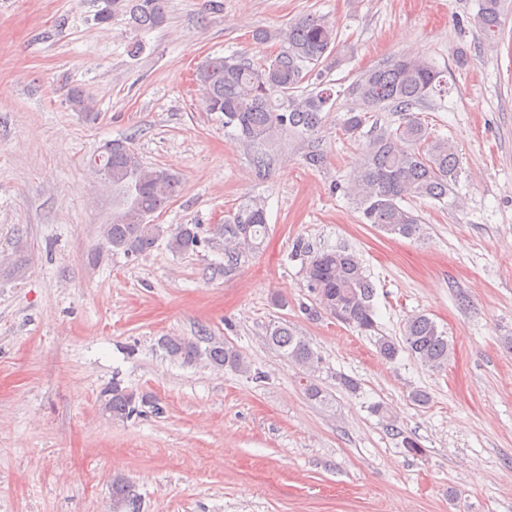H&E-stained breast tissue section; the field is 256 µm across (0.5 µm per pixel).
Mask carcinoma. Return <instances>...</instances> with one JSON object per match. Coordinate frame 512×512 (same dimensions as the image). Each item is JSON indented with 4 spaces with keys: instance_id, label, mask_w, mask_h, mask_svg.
<instances>
[{
    "instance_id": "cac0c4a2",
    "label": "carcinoma",
    "mask_w": 512,
    "mask_h": 512,
    "mask_svg": "<svg viewBox=\"0 0 512 512\" xmlns=\"http://www.w3.org/2000/svg\"><path fill=\"white\" fill-rule=\"evenodd\" d=\"M129 15L136 30L148 32L166 21L165 0H104L95 15L107 24L112 14ZM505 0H481L474 23L481 32L495 37L504 28ZM338 32L334 23L320 15H301L279 34L282 49L256 63L242 55L205 57L195 71L206 111L218 113L224 128H232L242 142L264 145L282 133L312 134L323 122V112L333 91L326 80L336 66ZM313 73L319 91L299 92ZM448 90L442 71L433 63L402 55L362 72L346 89L352 106L340 123L341 132L362 143L364 162L348 180V193L361 219L377 230L412 239L420 234L421 220L402 202L411 198L448 201L460 172L457 150L445 139L430 135L413 109ZM398 112L395 129L373 126L374 112ZM107 151L91 158L89 166L112 184V222L104 225L103 237L109 250L118 254H140L164 239L170 251L188 254L201 244L197 224L155 223L178 192L179 178L161 167H147L133 148L132 138L105 143ZM267 233L264 205L253 200L212 226L208 243L224 249V268L235 270L256 253ZM307 288L314 295L313 312L323 311L362 333L377 330L373 288L360 259L345 250H324L307 267ZM269 342L295 364L314 371L321 357L304 337L285 324L269 329ZM205 337L165 338L163 346L172 359L185 365L202 359L217 367L247 373L250 365L228 345L203 349ZM377 353L393 360L406 350L423 366L442 371L448 368L452 346L446 331L425 314L408 318L401 340L379 336ZM152 404L119 383L104 392L103 409L110 417L124 420ZM134 486L122 477L112 480V512H137Z\"/></svg>"
}]
</instances>
